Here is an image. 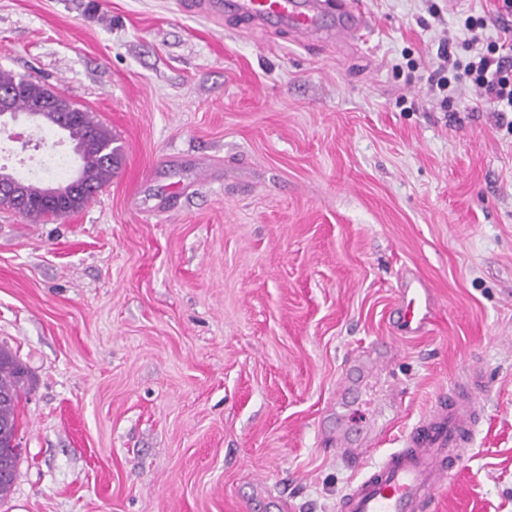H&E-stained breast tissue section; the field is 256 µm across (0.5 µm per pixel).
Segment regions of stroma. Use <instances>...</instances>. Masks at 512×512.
<instances>
[{"label":"stroma","instance_id":"35a3bbf8","mask_svg":"<svg viewBox=\"0 0 512 512\" xmlns=\"http://www.w3.org/2000/svg\"><path fill=\"white\" fill-rule=\"evenodd\" d=\"M181 0H0V67L123 156L79 211L0 209V347L24 367L0 512H340L470 367L475 443L436 512H512V117L443 101L440 46L496 0H358L299 38ZM32 182L73 176L19 161ZM435 297L399 337L406 277Z\"/></svg>","mask_w":512,"mask_h":512}]
</instances>
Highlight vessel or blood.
<instances>
[{
  "label": "vessel or blood",
  "instance_id": "b4317fda",
  "mask_svg": "<svg viewBox=\"0 0 512 512\" xmlns=\"http://www.w3.org/2000/svg\"><path fill=\"white\" fill-rule=\"evenodd\" d=\"M195 9L235 14L252 21L281 23L306 35L336 20L337 37L358 34L364 19L352 0H195ZM428 288L410 285L399 301L401 327L421 334L431 315ZM486 390L480 371L454 385L421 425L412 428L402 448L363 475L344 496L340 512H433L450 471L476 436L478 398Z\"/></svg>",
  "mask_w": 512,
  "mask_h": 512
}]
</instances>
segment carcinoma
<instances>
[{"label":"carcinoma","mask_w":512,"mask_h":512,"mask_svg":"<svg viewBox=\"0 0 512 512\" xmlns=\"http://www.w3.org/2000/svg\"><path fill=\"white\" fill-rule=\"evenodd\" d=\"M39 86L38 81L28 82L26 78L0 68V89L17 91L13 102L20 112L29 109ZM68 137L92 159L84 171V181L92 197L112 175V170L119 166L122 148L117 145L112 131L84 109L69 125ZM24 384L23 368L0 349V500L11 490L20 458L14 445L17 434L15 407Z\"/></svg>","instance_id":"carcinoma-1"}]
</instances>
